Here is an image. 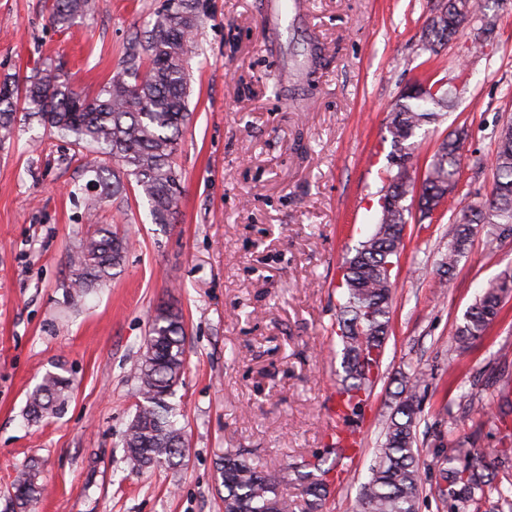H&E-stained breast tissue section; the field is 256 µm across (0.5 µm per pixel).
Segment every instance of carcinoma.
<instances>
[{
    "label": "carcinoma",
    "instance_id": "obj_1",
    "mask_svg": "<svg viewBox=\"0 0 512 512\" xmlns=\"http://www.w3.org/2000/svg\"><path fill=\"white\" fill-rule=\"evenodd\" d=\"M52 23L68 26L95 10V0H49ZM458 0L439 4L443 15L429 22L422 51L433 58L448 43L450 21L459 16ZM461 20L487 29V0H465ZM203 0H167L151 25L129 43L120 70L99 92L88 97L77 92L66 74L48 64L24 82L6 78L0 82V143L11 138L17 108L37 117L49 133L95 157L84 164L87 181L70 193L97 190L94 198L113 197L129 184L146 200L156 224H169L179 205L180 172L175 156L183 128L189 120L188 59L197 46L204 22ZM458 88L446 83L438 100L400 95L387 116L386 130L394 151L385 170L386 205L374 231L340 267L336 288L343 303L336 315V336L342 343L343 378L336 391V429H347L361 416L379 376L385 340L389 332L392 300L391 273L387 265L399 258L407 215L406 201L418 204L421 214L436 208L448 185L459 176L465 127L455 129L439 144L426 166L422 180L413 169V155L405 143L416 131L432 123L457 98ZM492 191L477 206L452 214L448 223V252L440 267L451 273L469 248L473 226L496 224L512 232V119L502 123L496 137ZM128 238L110 224L99 226L81 240L70 256V296H83L90 288L111 280L121 267ZM512 295V274L490 282L456 328L455 343L462 350L488 333L498 318L503 301ZM185 323L182 313L160 305L148 321L144 351L134 365L140 401L124 438L125 456L131 471L173 469L188 452L183 429L177 426L169 398L182 384L186 370ZM421 369L411 386L398 392L399 400L377 449L371 475L362 486L357 512H416L423 491L416 427L421 420L417 388L426 381ZM71 379L59 372L46 373L29 392L26 416L38 420L63 412L70 398ZM346 440L336 437V447L326 449L334 464L326 472L336 478L355 461ZM445 485L438 487L448 501L449 512H512V448L501 451L493 467L481 464L474 448L463 445L448 455L441 470ZM302 503L288 498L281 485L288 470L275 475L254 465L231 448L216 462V481L224 488V512H321L328 483L308 474ZM45 487L39 483L38 466L31 464L18 477L10 497L9 512H35Z\"/></svg>",
    "mask_w": 512,
    "mask_h": 512
}]
</instances>
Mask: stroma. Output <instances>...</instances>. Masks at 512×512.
<instances>
[{"label": "stroma", "mask_w": 512, "mask_h": 512, "mask_svg": "<svg viewBox=\"0 0 512 512\" xmlns=\"http://www.w3.org/2000/svg\"><path fill=\"white\" fill-rule=\"evenodd\" d=\"M205 0L189 61L190 122L176 163L182 194L169 224L153 223L133 191L87 215L69 190L81 167L69 145L34 119L0 146V512L15 479L37 461L46 488L38 512H224L216 462L234 448L264 470L324 455L342 345L338 266L380 218L392 151L387 114L406 86L464 73L466 90L419 132L424 170L441 140L465 125L461 173L448 206L490 193L496 132L512 118V0L483 53L472 29L425 67L423 32L438 0ZM165 0H96L70 28L46 0H0V79L44 64L95 96ZM330 59L314 86L300 77L310 43ZM111 224L132 242L122 267L85 296L67 297L69 256ZM448 223L411 218L392 270L391 324L381 378L354 429L362 453L323 512H355L373 451L414 368L427 370L417 427L424 489L418 512H448L435 492L442 460L473 440L484 461L503 447L493 392L512 390V298L466 353L453 341L481 289L512 273V235L475 227L451 277L438 272ZM181 308L187 369L176 401L189 451L182 467L130 472L122 440L135 413L132 368L156 307ZM69 370L64 414L30 424L26 396L55 367ZM488 401L468 413L459 396Z\"/></svg>", "instance_id": "stroma-1"}]
</instances>
